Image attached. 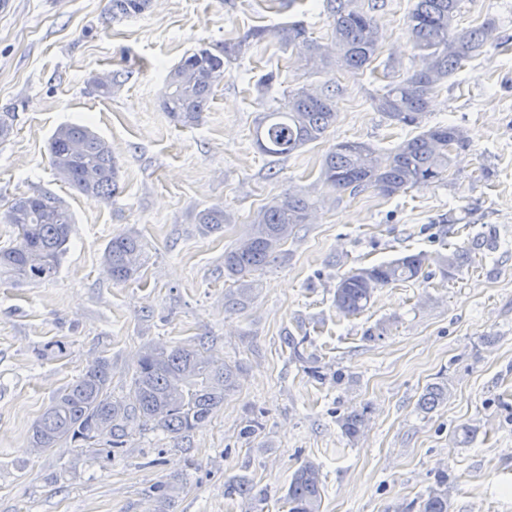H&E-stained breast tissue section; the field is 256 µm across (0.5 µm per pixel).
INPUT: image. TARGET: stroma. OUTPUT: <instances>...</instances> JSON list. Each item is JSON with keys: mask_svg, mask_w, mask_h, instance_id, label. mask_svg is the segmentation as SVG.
<instances>
[{"mask_svg": "<svg viewBox=\"0 0 512 512\" xmlns=\"http://www.w3.org/2000/svg\"><path fill=\"white\" fill-rule=\"evenodd\" d=\"M362 2L376 5L381 32L369 66L309 75L268 37L225 67L202 123L182 127L162 99L185 54L294 21L328 42L322 0H151L116 21L107 0H0V109H16L0 140V216L14 197L47 191L74 220L57 280H0V512H282L307 459L321 473L320 512H402L442 471L451 512H512V0H463L459 26L491 19L496 28L433 93L427 122L464 127L470 146L444 180L391 198L338 193L319 179L339 141L386 153L418 133L372 103L418 63L404 26L414 0ZM271 71L267 89L260 81ZM100 74L120 77L110 97L89 89ZM331 83L340 94L325 138L285 158L258 150L262 113L288 91ZM70 123L111 144L122 187L112 201L86 199L51 169L48 140ZM292 187L318 199L310 222L253 274L245 308H225V250ZM215 204L232 222L202 234L196 215ZM468 208L473 221L456 233L437 222ZM484 224L497 249L442 276L441 257ZM119 233L143 245L142 267L124 284L103 259ZM418 253L427 279L380 288L360 315L337 311L338 275ZM198 343L239 366V388L189 437L136 427L113 453L104 444L30 451L52 396L97 360L109 362L120 399L145 346ZM431 384L447 397L424 412ZM353 410L366 411L367 425L351 440L338 417ZM251 423L255 433L243 436ZM465 423L475 429L467 444ZM240 479L264 500L225 496V483ZM165 483L177 489L167 503L153 491Z\"/></svg>", "mask_w": 512, "mask_h": 512, "instance_id": "35a3bbf8", "label": "stroma"}]
</instances>
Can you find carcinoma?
I'll return each instance as SVG.
<instances>
[{
    "mask_svg": "<svg viewBox=\"0 0 512 512\" xmlns=\"http://www.w3.org/2000/svg\"><path fill=\"white\" fill-rule=\"evenodd\" d=\"M149 0H108L107 11L114 19L142 14ZM331 28L330 43L321 44L308 36L305 26L291 22L273 35L284 47L297 50L299 67L318 74L331 65L360 70L378 51L379 26L376 16L360 0H323ZM461 0H415L406 17V31L419 65L411 74L386 85L373 98L374 107L386 118L421 132L382 155L365 142L337 143L324 159L321 179L339 193L356 195L373 189L393 197L428 182L444 179L452 154L466 150L469 139L458 125L425 123L433 92L484 46L494 23L460 28L457 17ZM268 35L256 29L237 41L199 50L181 59L166 78L162 107L173 122L191 127L203 120L214 88L224 80V66L237 60L251 42ZM338 86L291 91L284 106L265 112L253 131L255 144L269 157H285L322 139L336 123ZM49 163L56 175L92 201H107L120 192V170L109 143L91 128L80 124L58 127L48 141ZM315 202L298 189H290L253 216L247 231L234 247L224 252V276L237 283L225 301L234 309L244 304L252 291L247 277L277 258L281 246L301 224L310 222ZM202 233L210 234L231 223L222 205L208 207L196 215ZM4 222L14 227L16 244L0 248V278L17 282L51 281L59 273L68 250L73 218L48 193L21 195L13 199ZM497 247L494 229L482 230L458 247L441 263V273L451 276L470 260V255L492 252ZM142 245L132 236L112 237L104 251V262L112 280L127 282L141 268ZM427 258L408 254L368 268L342 274L336 283L334 304L345 316L364 312L376 291L396 282L427 279ZM111 367L105 361L90 366L58 392L33 424L30 447L48 452L62 443L93 447L104 436L110 448L126 443L128 423L162 431L182 439L209 422L224 404V397L237 387V368L214 356L201 343L194 346L150 345L134 367L128 395L112 399ZM446 397L440 385L428 387L419 407L431 411ZM366 411L339 416L345 435L357 438L366 425ZM254 486L247 481L225 484L224 494L251 499ZM322 480L312 461L294 472L285 499L288 512H320ZM418 512H450L448 474L437 476L436 485L407 505Z\"/></svg>",
    "mask_w": 512,
    "mask_h": 512,
    "instance_id": "obj_1",
    "label": "carcinoma"
}]
</instances>
